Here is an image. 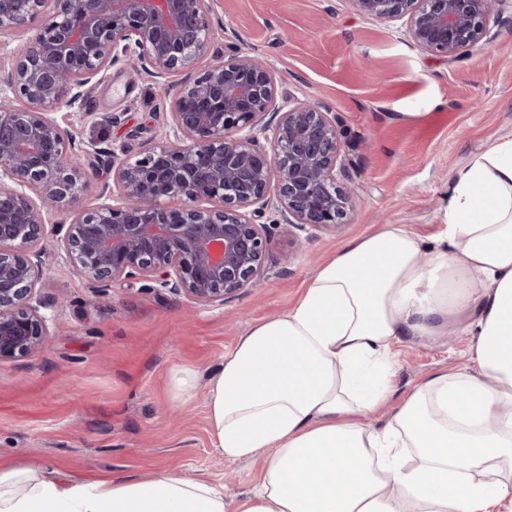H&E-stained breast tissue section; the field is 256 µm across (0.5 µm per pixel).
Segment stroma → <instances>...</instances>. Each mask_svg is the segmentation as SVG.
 <instances>
[{
    "label": "stroma",
    "mask_w": 512,
    "mask_h": 512,
    "mask_svg": "<svg viewBox=\"0 0 512 512\" xmlns=\"http://www.w3.org/2000/svg\"><path fill=\"white\" fill-rule=\"evenodd\" d=\"M214 47L247 52L273 69L280 96L320 101L335 112L357 188L352 223L312 232L295 246L286 228L271 238L269 270L257 287L221 308H204L129 280L92 288L49 249L53 277L39 283L49 340L35 357L0 362V462L39 463L55 476L146 478L174 469L223 486L227 500L249 490L258 467L213 448L207 399L225 353L254 323L290 308L315 266L343 243L382 224L420 237L438 232L449 178L474 156L512 138V9L489 25L487 42L455 60L417 47L401 23L358 12L351 0H213ZM112 112L120 123L101 117ZM54 119L78 138L103 140L127 156L154 145L167 122L149 77L113 67L92 92L88 115L61 108ZM145 127L141 137L128 130ZM470 339L406 343L395 359L398 390L467 365ZM199 381L174 402L175 366Z\"/></svg>",
    "instance_id": "stroma-1"
}]
</instances>
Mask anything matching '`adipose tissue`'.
I'll return each mask as SVG.
<instances>
[{
  "label": "adipose tissue",
  "instance_id": "obj_1",
  "mask_svg": "<svg viewBox=\"0 0 512 512\" xmlns=\"http://www.w3.org/2000/svg\"><path fill=\"white\" fill-rule=\"evenodd\" d=\"M451 324L467 370L431 375L372 427L400 347ZM208 419L225 460L260 464L234 508L173 472L65 483L34 465L0 466V512H512V139L455 173L438 233L345 242L240 336Z\"/></svg>",
  "mask_w": 512,
  "mask_h": 512
}]
</instances>
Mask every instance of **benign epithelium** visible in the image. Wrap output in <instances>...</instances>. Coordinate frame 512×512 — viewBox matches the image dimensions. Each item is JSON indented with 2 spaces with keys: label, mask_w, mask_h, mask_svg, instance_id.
<instances>
[{
  "label": "benign epithelium",
  "mask_w": 512,
  "mask_h": 512,
  "mask_svg": "<svg viewBox=\"0 0 512 512\" xmlns=\"http://www.w3.org/2000/svg\"><path fill=\"white\" fill-rule=\"evenodd\" d=\"M402 22L422 51L461 58L507 0H351ZM39 28L0 65V362L41 352L48 330L38 282L56 244L102 291L137 280L205 308L253 288L275 224L303 231L349 223L356 187L336 113L279 98L275 73L238 51L201 72L213 44L210 0H0V51ZM116 65L152 78L170 101L161 144L132 160L85 142L52 117L84 111ZM112 171L103 202L51 221L77 199L86 170Z\"/></svg>",
  "instance_id": "1"
}]
</instances>
